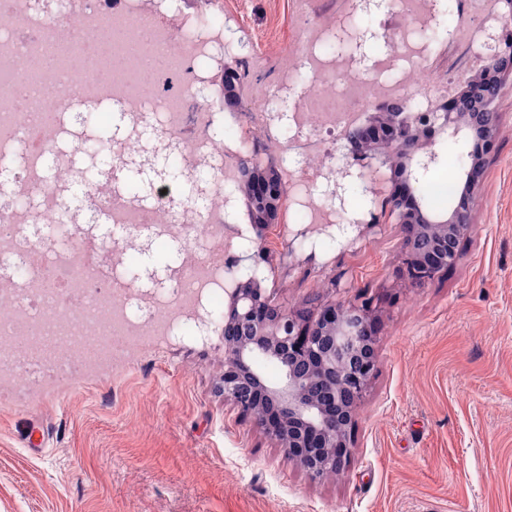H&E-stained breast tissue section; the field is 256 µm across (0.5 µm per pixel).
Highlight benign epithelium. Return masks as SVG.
<instances>
[{"instance_id": "benign-epithelium-1", "label": "benign epithelium", "mask_w": 512, "mask_h": 512, "mask_svg": "<svg viewBox=\"0 0 512 512\" xmlns=\"http://www.w3.org/2000/svg\"><path fill=\"white\" fill-rule=\"evenodd\" d=\"M500 93L498 80L483 74L469 81L464 96L485 106L484 112H427L413 122L408 112H380L367 123L344 133L345 165L327 174L323 194L330 205L344 212V186L338 178L364 179L356 166L385 158L398 164L394 176L401 186L419 182L420 175L437 162L436 151L418 157L422 146H433L437 137L458 141L472 134L482 150L467 153L464 196L446 212H430L420 196L407 207L402 190L387 196L382 205L395 223L405 229L402 273L411 282L428 284L440 279L457 260L461 241L471 228L476 192L484 177L486 155L498 138L499 115L492 111ZM126 136L141 141L138 157L129 164L150 169L146 193L155 181L165 180L156 167L161 131L149 139L141 129H127ZM267 167L244 159L238 166L250 182L252 196L261 206L257 252L267 255L268 235L282 229L280 182L274 174H258ZM224 312V400L238 413L249 416L275 441L284 457L317 479L332 469L344 468L350 457L356 429L355 413L377 368V323L373 300L344 305L316 301L296 310H284L261 288L257 268L234 278ZM276 364L282 375L269 381L258 361Z\"/></svg>"}]
</instances>
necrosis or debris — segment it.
I'll return each mask as SVG.
<instances>
[{
	"label": "necrosis or debris",
	"instance_id": "1",
	"mask_svg": "<svg viewBox=\"0 0 512 512\" xmlns=\"http://www.w3.org/2000/svg\"><path fill=\"white\" fill-rule=\"evenodd\" d=\"M170 0H11L0 13V387L19 402L50 378L89 377L129 361L154 339L171 336L194 320L217 288L224 285V260L201 258L191 244L224 239V211L242 159L278 158L286 163L292 190L302 192L301 211L311 224H332L335 212L318 187L321 175L343 157L337 136L355 126L359 113L407 100L413 113L426 112L430 96H456L484 64L483 32L500 38L512 33L502 0H455L457 21L448 39L461 61L445 67L407 37L406 26L430 23V0H391L396 21L383 33L385 57L400 61L398 76L366 79L345 57L322 53L336 31V14L315 13L312 0H295L301 21L295 44L279 53V72L256 79L249 63L237 75L251 83L260 109L246 113L234 140L218 136L224 114L210 107L191 111L200 90L210 88L215 67L224 61V35L218 22L220 0H206L204 11L186 15L181 35L161 23ZM112 47V68H95L104 45ZM302 83L294 97L287 130L272 128L268 105L278 103L283 83ZM112 108L125 124L151 119L166 139L176 142L183 177L206 172L209 204L185 201L171 211L166 185L155 203L142 209L114 192L105 181L86 187L91 208L113 231L141 224L168 228L185 244L171 286L153 293L130 287L119 277L101 278L83 267L85 249L100 250L89 234L86 215L69 211L59 192L72 169V157L58 143L74 107ZM36 207H28L30 198ZM64 223L68 241L48 234ZM110 302L112 345L101 357L89 354L88 339L101 337L98 311ZM64 345L63 362L50 351Z\"/></svg>",
	"mask_w": 512,
	"mask_h": 512
}]
</instances>
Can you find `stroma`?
Returning a JSON list of instances; mask_svg holds the SVG:
<instances>
[{
  "label": "stroma",
  "instance_id": "obj_1",
  "mask_svg": "<svg viewBox=\"0 0 512 512\" xmlns=\"http://www.w3.org/2000/svg\"><path fill=\"white\" fill-rule=\"evenodd\" d=\"M222 2L225 29L273 73L300 34L294 0ZM494 109L472 227L441 279H405L402 226L359 192L345 235H298L288 255L270 242L262 285L283 308L377 300L378 369L339 479L311 478L225 401L219 290L130 363L23 406L0 395V512H512V77ZM133 235L143 250L112 243L116 273L147 290L148 264L175 266L180 245ZM34 429L42 446L26 444Z\"/></svg>",
  "mask_w": 512,
  "mask_h": 512
}]
</instances>
